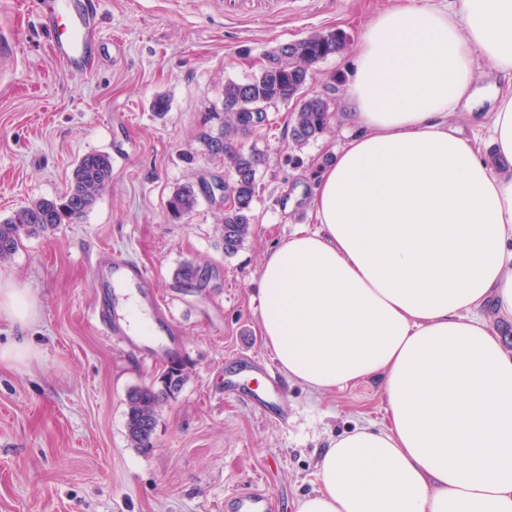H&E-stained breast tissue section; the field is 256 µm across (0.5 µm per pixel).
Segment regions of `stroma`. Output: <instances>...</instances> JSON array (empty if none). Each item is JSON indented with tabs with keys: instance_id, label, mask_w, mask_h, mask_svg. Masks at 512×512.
Listing matches in <instances>:
<instances>
[{
	"instance_id": "obj_1",
	"label": "stroma",
	"mask_w": 512,
	"mask_h": 512,
	"mask_svg": "<svg viewBox=\"0 0 512 512\" xmlns=\"http://www.w3.org/2000/svg\"><path fill=\"white\" fill-rule=\"evenodd\" d=\"M391 0H97L89 38L98 49L71 70L54 53L35 0H0L11 52L0 63V219L68 189L75 161L114 156L112 180L82 220L23 237L0 278L29 289L35 321L0 319V346L29 336L34 355L0 362V512H236L258 484L275 512H296L316 487L314 465L336 434L384 420L380 388L358 381L329 395L284 381L259 333V269L268 247L310 223L326 157L351 131L349 62L367 21ZM346 37L317 67L332 85L325 135L295 146L290 108L245 140L265 153L250 236L225 255L219 204L199 199L179 220L172 191L223 175L200 140L205 116L223 111L224 83L258 71L263 55L316 31ZM165 97L157 118L151 103ZM126 258L145 269L186 366L160 406L148 448L131 447L127 396L157 381L169 349L127 345L95 323L104 296L96 263ZM195 263L200 284L175 272ZM279 391L267 394L270 379ZM255 389L242 399L236 384Z\"/></svg>"
}]
</instances>
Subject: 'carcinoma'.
Masks as SVG:
<instances>
[{
	"mask_svg": "<svg viewBox=\"0 0 512 512\" xmlns=\"http://www.w3.org/2000/svg\"><path fill=\"white\" fill-rule=\"evenodd\" d=\"M346 39L338 31L315 32L285 44L281 52L265 54L268 65L258 73L241 81L224 83V112L214 115L220 126L215 132L204 131L203 143L214 153L212 143L220 142L231 150L223 156L224 193L231 205L224 208L221 242L224 255L235 254L250 233L255 215L256 175L264 155L252 148L234 149V143L257 129L250 126L244 108L256 100L275 105L293 104L289 133L292 141L301 146L325 133L329 127L332 98L319 101L303 97V87L313 75L316 66L327 58L341 53ZM112 179V160L105 153H89L79 159L72 171L68 191L60 198H41L13 212L0 221V261L11 258L22 236L35 235L56 229L61 224L81 219L95 204ZM198 193L193 185L176 188L167 200V211L177 220L193 211ZM185 369L180 363H171L163 373L161 387L133 389L127 398V437L134 448H148L151 444L158 409L162 402L178 392L184 383Z\"/></svg>",
	"mask_w": 512,
	"mask_h": 512,
	"instance_id": "carcinoma-1",
	"label": "carcinoma"
}]
</instances>
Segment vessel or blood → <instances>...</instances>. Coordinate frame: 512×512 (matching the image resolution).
I'll list each match as a JSON object with an SVG mask.
<instances>
[{
    "label": "vessel or blood",
    "instance_id": "vessel-or-blood-1",
    "mask_svg": "<svg viewBox=\"0 0 512 512\" xmlns=\"http://www.w3.org/2000/svg\"><path fill=\"white\" fill-rule=\"evenodd\" d=\"M96 14L86 0H54L41 13L43 24L48 29L56 55L71 69L84 66L93 52L92 42L85 37ZM102 287L111 289L113 301H120L125 290L138 291L143 311L153 312L159 307L157 294L148 288L150 278L129 260L115 258L98 269ZM238 512H269L267 496L256 486H248L236 497Z\"/></svg>",
    "mask_w": 512,
    "mask_h": 512
}]
</instances>
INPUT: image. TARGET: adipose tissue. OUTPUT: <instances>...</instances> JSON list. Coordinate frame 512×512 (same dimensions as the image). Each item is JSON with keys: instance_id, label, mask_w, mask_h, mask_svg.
<instances>
[{"instance_id": "obj_1", "label": "adipose tissue", "mask_w": 512, "mask_h": 512, "mask_svg": "<svg viewBox=\"0 0 512 512\" xmlns=\"http://www.w3.org/2000/svg\"><path fill=\"white\" fill-rule=\"evenodd\" d=\"M477 54L501 76L485 149L459 130ZM346 103L314 227L263 256L259 325L288 381L374 380L387 421L331 439L296 512H512V0L379 13Z\"/></svg>"}]
</instances>
